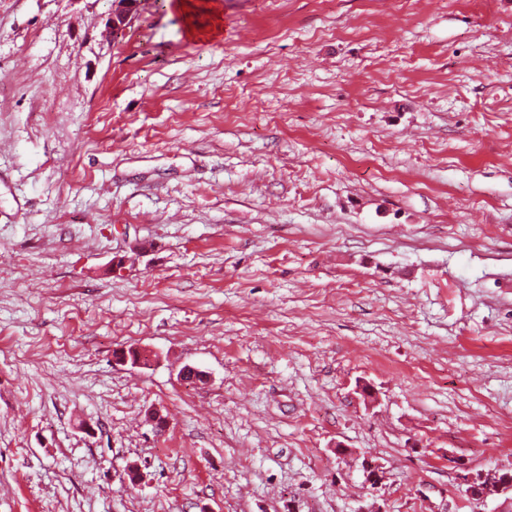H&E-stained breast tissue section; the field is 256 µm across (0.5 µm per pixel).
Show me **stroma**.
<instances>
[{
  "mask_svg": "<svg viewBox=\"0 0 512 512\" xmlns=\"http://www.w3.org/2000/svg\"><path fill=\"white\" fill-rule=\"evenodd\" d=\"M218 2L0 0V512H512V0ZM144 0H112V8L105 23V37L118 38L131 27ZM466 483L469 487V496L472 499L481 500L490 491H512V474H500L498 470H490L468 478Z\"/></svg>",
  "mask_w": 512,
  "mask_h": 512,
  "instance_id": "obj_1",
  "label": "stroma"
}]
</instances>
